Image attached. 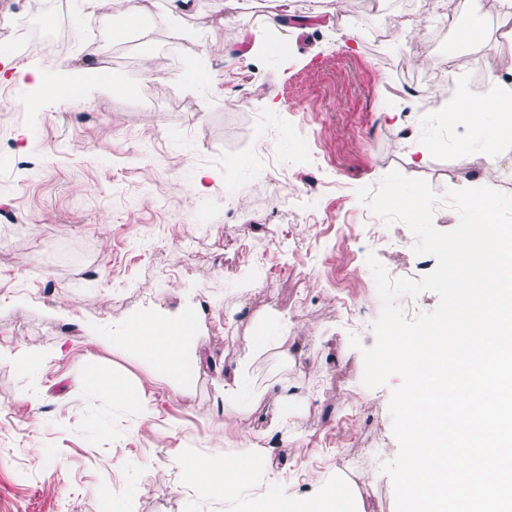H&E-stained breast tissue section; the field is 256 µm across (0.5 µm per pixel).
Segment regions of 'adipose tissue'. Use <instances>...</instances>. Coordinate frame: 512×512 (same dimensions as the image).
<instances>
[{"instance_id":"1","label":"adipose tissue","mask_w":512,"mask_h":512,"mask_svg":"<svg viewBox=\"0 0 512 512\" xmlns=\"http://www.w3.org/2000/svg\"><path fill=\"white\" fill-rule=\"evenodd\" d=\"M193 308L170 316L144 312L112 331L114 348L133 354L154 369L173 389L190 382L194 365L192 336ZM270 449L251 438H244L240 453L221 460L184 452L177 463L180 482L230 500L252 501L254 512H364L362 499L352 482L341 470L329 476L312 478L311 488L298 493L283 471L274 469ZM272 487V496L250 497L257 482Z\"/></svg>"}]
</instances>
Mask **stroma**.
Segmentation results:
<instances>
[{
  "label": "stroma",
  "instance_id": "obj_1",
  "mask_svg": "<svg viewBox=\"0 0 512 512\" xmlns=\"http://www.w3.org/2000/svg\"><path fill=\"white\" fill-rule=\"evenodd\" d=\"M143 2L151 50L93 36L108 19L86 0H64L58 39L26 54L0 28V60L49 78L28 88L39 107L0 105V512H241L173 468L185 450L221 459L247 436L299 480L338 463L367 512H395L381 466L398 453L388 404L401 378L366 388L349 336L375 342L368 253L417 278L436 260L356 190L394 169L439 193L479 186L484 154L419 150L433 78L451 64L431 31L462 0L393 14L375 44L380 23L359 0H202L176 24L168 0ZM276 8L302 23L265 27ZM189 298L199 366L183 392L93 336ZM276 312L287 337L251 357L243 389L284 378L301 394L283 434L224 403L225 371L258 331L275 333ZM22 350L48 357L24 367ZM94 372L150 398L158 418L90 388Z\"/></svg>",
  "mask_w": 512,
  "mask_h": 512
}]
</instances>
